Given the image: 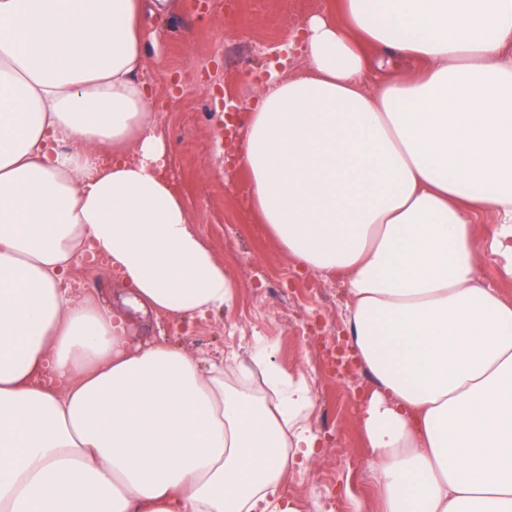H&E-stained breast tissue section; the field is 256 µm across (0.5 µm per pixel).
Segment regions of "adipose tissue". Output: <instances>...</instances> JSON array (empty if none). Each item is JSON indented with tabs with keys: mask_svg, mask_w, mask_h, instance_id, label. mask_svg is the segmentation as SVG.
<instances>
[{
	"mask_svg": "<svg viewBox=\"0 0 512 512\" xmlns=\"http://www.w3.org/2000/svg\"><path fill=\"white\" fill-rule=\"evenodd\" d=\"M165 7L0 0V512L301 510L303 376L260 337L244 360L133 344L67 285L91 252L145 317L234 298L155 130L143 18ZM304 34L237 166L295 266L343 280L377 510L512 512V301L477 264L512 278V0H331ZM379 56L420 69L368 81ZM478 270L483 282L498 288L501 295L512 300V280L499 278L496 267L488 256H480L478 259Z\"/></svg>",
	"mask_w": 512,
	"mask_h": 512,
	"instance_id": "ef3b65f1",
	"label": "adipose tissue"
}]
</instances>
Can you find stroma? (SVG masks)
<instances>
[{
    "mask_svg": "<svg viewBox=\"0 0 512 512\" xmlns=\"http://www.w3.org/2000/svg\"><path fill=\"white\" fill-rule=\"evenodd\" d=\"M329 0H173L147 16L143 79L154 101L168 173L188 213L236 284V297L206 320L179 327L168 316L132 314L133 334L179 345L191 356L246 357L254 337L275 348L285 372L304 375L317 404L311 427L318 446L291 470L286 494L304 512H376L373 460L359 424L371 376L325 382L322 332L341 329L346 297L335 276L298 272L249 215V185L223 164L221 98L250 108L272 74L304 66L292 35Z\"/></svg>",
    "mask_w": 512,
    "mask_h": 512,
    "instance_id": "stroma-1",
    "label": "stroma"
}]
</instances>
